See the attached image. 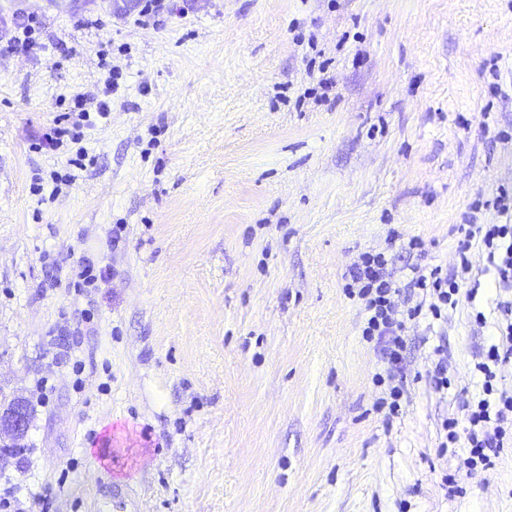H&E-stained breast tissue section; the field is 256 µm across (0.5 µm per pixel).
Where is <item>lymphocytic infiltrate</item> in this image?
Segmentation results:
<instances>
[{
    "mask_svg": "<svg viewBox=\"0 0 512 512\" xmlns=\"http://www.w3.org/2000/svg\"><path fill=\"white\" fill-rule=\"evenodd\" d=\"M41 28L42 19L37 13L22 11L12 23L10 36L0 43V57L33 56L40 47ZM96 55L100 66L108 71L103 99L91 108L84 97L75 96L68 107L75 117L72 129L49 128L42 135V148L59 149L67 135L74 141H81L84 129L92 127L94 118L109 117L108 97L117 90L119 77L117 67L112 64L111 42L99 43ZM455 231L459 235L458 266L448 272L439 266H413L409 286L417 290L419 300L407 311L397 310L394 303L399 289L384 253H361L350 267L345 294L360 300L366 315L362 335L375 344L385 366L389 393L377 402L376 408L384 412L386 420L398 416L399 401L407 384L406 324L421 318L442 319L448 310L458 306L462 288L474 281L469 259L473 246L484 248L499 288L506 292L512 290V224H460ZM497 310L498 341L474 365L475 371L483 377V395L467 404L463 417H448L441 423L445 434L443 448H468L464 465L470 470L480 465L491 466L504 449L512 447V390L498 384L500 366L512 362V299L498 301Z\"/></svg>",
    "mask_w": 512,
    "mask_h": 512,
    "instance_id": "f902f5d3",
    "label": "lymphocytic infiltrate"
}]
</instances>
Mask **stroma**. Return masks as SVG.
Listing matches in <instances>:
<instances>
[{"instance_id": "35a3bbf8", "label": "stroma", "mask_w": 512, "mask_h": 512, "mask_svg": "<svg viewBox=\"0 0 512 512\" xmlns=\"http://www.w3.org/2000/svg\"><path fill=\"white\" fill-rule=\"evenodd\" d=\"M22 4L44 49L0 60V399L24 397L31 422L5 475L47 512H97L114 488L122 512H512L511 453L442 485L469 451L440 450L441 422L481 397L474 364L498 339L485 251L475 300L408 322L390 424L343 293L381 251L406 310L411 266L452 268L471 207L504 223L512 0H170L158 27L140 0H0V16ZM106 38L109 118L37 150L61 100L101 96ZM80 147L89 164L70 166ZM83 255L106 278L80 294ZM96 55L99 59V64L102 68L108 69V78L104 83L103 96L108 97L112 95V92L118 89L117 79L120 76V72L117 67H112V41L100 42ZM434 353L438 359L432 362L428 377L436 391L444 392L451 386V379L448 377V351L438 346Z\"/></svg>"}]
</instances>
